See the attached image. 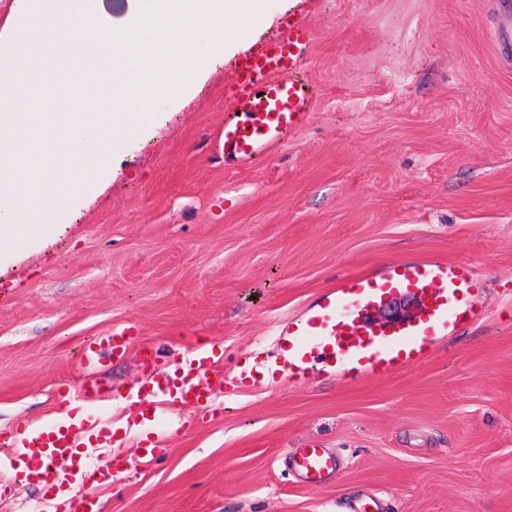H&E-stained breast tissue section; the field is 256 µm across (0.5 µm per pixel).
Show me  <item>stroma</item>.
<instances>
[{
  "instance_id": "obj_1",
  "label": "stroma",
  "mask_w": 512,
  "mask_h": 512,
  "mask_svg": "<svg viewBox=\"0 0 512 512\" xmlns=\"http://www.w3.org/2000/svg\"><path fill=\"white\" fill-rule=\"evenodd\" d=\"M298 15L312 42L310 117L255 166L228 168L216 138L232 66ZM512 0H277L189 93L117 150L108 176L55 210L43 236L0 250V434L61 419L59 383L82 347L134 327L94 381L125 422L111 484L73 488L99 512H512V51L493 31ZM468 260L483 319L416 365L357 380L237 384L275 330L358 270ZM229 386L169 406L149 464L131 387L205 344ZM338 451L312 486L287 455Z\"/></svg>"
}]
</instances>
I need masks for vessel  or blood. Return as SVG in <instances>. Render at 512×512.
Returning a JSON list of instances; mask_svg holds the SVG:
<instances>
[{"label": "vessel or blood", "instance_id": "vessel-or-blood-1", "mask_svg": "<svg viewBox=\"0 0 512 512\" xmlns=\"http://www.w3.org/2000/svg\"><path fill=\"white\" fill-rule=\"evenodd\" d=\"M310 40L308 26L291 19L279 37L255 44L236 61L220 136L227 164L255 165L305 125L312 94L299 64ZM482 289L466 260L407 262L383 275H352L324 293L305 316L279 331L273 373L291 381L306 378L314 369L340 370L358 378L412 366L433 340L455 335L483 317L477 303ZM405 295L419 302L413 318L385 326L372 323L375 306ZM127 334V329H115L85 345L81 365L97 366L103 353L120 351ZM223 366L222 347L196 351L173 372L150 375L135 387L134 395L147 412L164 402L197 409L211 401L213 383L224 378ZM57 395L68 409L67 420L32 430L18 428L13 439L0 442V469L11 472L15 480L64 494L71 489L73 475L51 468V461L66 458L82 467L91 449L117 446L121 437L103 426L102 416L89 412L109 398L101 386L86 380L65 381ZM290 468L304 482L320 484L338 472L340 458L333 450L312 444L292 453Z\"/></svg>", "mask_w": 512, "mask_h": 512}]
</instances>
